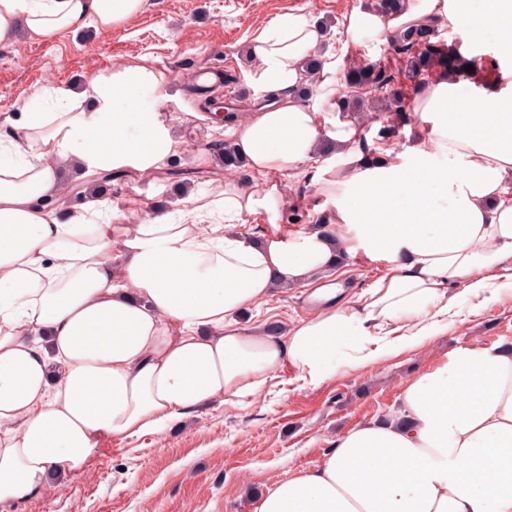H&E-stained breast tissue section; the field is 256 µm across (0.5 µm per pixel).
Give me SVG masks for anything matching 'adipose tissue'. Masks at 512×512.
Returning <instances> with one entry per match:
<instances>
[{"label":"adipose tissue","mask_w":512,"mask_h":512,"mask_svg":"<svg viewBox=\"0 0 512 512\" xmlns=\"http://www.w3.org/2000/svg\"><path fill=\"white\" fill-rule=\"evenodd\" d=\"M143 0H0V44L18 36L101 30ZM453 23L463 56L484 29L512 55V0H410L401 14L360 5L344 15L336 49L306 15L272 20L250 43L257 88L277 95L232 134L252 181L190 197L180 217L152 211L116 224L107 199L60 212L67 172L150 173L174 149L163 115L141 108L166 78L140 57L85 88L51 89L23 105L0 142V502L45 494L76 476L102 438L156 433L214 400L258 393L270 373L336 370L347 345L372 364L422 345L448 311V288L484 289L512 264V90L463 76L436 78L414 106L430 134L402 161L391 149L365 166L358 128L336 119L350 49L375 54L412 25ZM320 54L316 79L304 65ZM310 164L332 202L335 234L290 232L274 172ZM260 215V232L231 218ZM384 259L390 273L364 299L300 322L286 335L236 316L279 284L308 285L345 254ZM435 310L403 343L390 321ZM260 512H512V350L465 347L413 380L403 408L345 433L311 469L268 488Z\"/></svg>","instance_id":"1"}]
</instances>
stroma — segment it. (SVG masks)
Instances as JSON below:
<instances>
[{"instance_id":"1","label":"stroma","mask_w":512,"mask_h":512,"mask_svg":"<svg viewBox=\"0 0 512 512\" xmlns=\"http://www.w3.org/2000/svg\"><path fill=\"white\" fill-rule=\"evenodd\" d=\"M359 0H144L126 23L104 31L87 27L64 38L20 37L0 46V120L19 118L36 91L58 85L82 88L97 74L131 58L147 57L167 79L162 92L142 97L144 108L163 113L177 147L167 163L195 168L205 180L199 193L223 188L228 174L216 146L230 139L236 121L269 103L249 75L256 68L247 47L274 18L302 13L327 19L329 37L338 41V22ZM222 65L228 88L239 102L226 106L230 121L214 122L194 95L186 68ZM249 179L246 170L232 174ZM288 201L314 200L312 222L331 203L317 195V175L307 164L295 172L274 173ZM153 200L172 214L186 209L164 170L129 173L113 181V221L144 220L138 202ZM389 272L381 259L358 252L331 271L329 280L345 290L339 300L356 302ZM304 286L275 289L248 309L242 323L263 329L278 322L291 327L310 319L302 307ZM448 326L423 346L407 348L377 364L359 366L344 350L336 372L319 385L296 370H278L255 395L215 400L169 423L160 433L103 439L73 478H51L48 494L22 503H0V512H258L267 488L311 468L336 445L339 436L374 419L395 415L407 383L444 366L460 347H512V269L498 270L487 291L473 295L463 286L448 290Z\"/></svg>"}]
</instances>
